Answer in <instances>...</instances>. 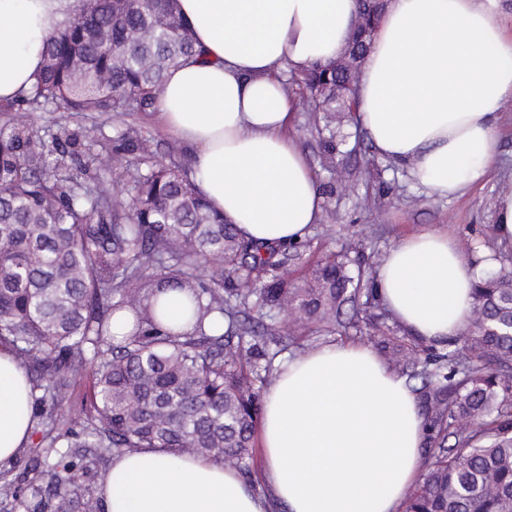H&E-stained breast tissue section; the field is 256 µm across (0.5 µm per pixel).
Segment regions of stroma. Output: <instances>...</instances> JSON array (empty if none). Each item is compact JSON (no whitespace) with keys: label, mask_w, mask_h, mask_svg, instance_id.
<instances>
[{"label":"stroma","mask_w":512,"mask_h":512,"mask_svg":"<svg viewBox=\"0 0 512 512\" xmlns=\"http://www.w3.org/2000/svg\"><path fill=\"white\" fill-rule=\"evenodd\" d=\"M79 124L100 127L111 137L123 127L114 116L87 112L76 117L53 105L42 118L49 135ZM500 150L498 167L489 181L448 199L428 195L406 170L379 156L368 134L351 138L346 164L357 184L349 194L322 205L319 221L309 234V249L301 262L288 264L290 284L301 286L307 269L330 252L349 251L363 266L377 268L403 235L422 228L448 230L475 263L492 259L512 269V245L500 243L493 232L497 199L512 191V103L501 115Z\"/></svg>","instance_id":"1"}]
</instances>
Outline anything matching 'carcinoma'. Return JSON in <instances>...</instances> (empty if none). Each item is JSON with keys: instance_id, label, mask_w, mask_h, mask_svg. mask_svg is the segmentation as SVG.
Here are the masks:
<instances>
[{"instance_id": "carcinoma-1", "label": "carcinoma", "mask_w": 512, "mask_h": 512, "mask_svg": "<svg viewBox=\"0 0 512 512\" xmlns=\"http://www.w3.org/2000/svg\"><path fill=\"white\" fill-rule=\"evenodd\" d=\"M384 9L358 13L339 60L292 73L285 91L323 113L319 164L331 198L346 191L343 165L355 121L353 77ZM204 54L177 0H85L82 13L44 42L30 90L0 104V344L28 373L42 434L30 465L0 474V500L23 512L94 509L103 465L137 448L197 453L247 477L264 389L291 344L280 314L334 332L361 326L400 356L425 418L434 461L411 487L405 512H512V271L474 288L484 323L464 349L441 353L402 327L390 333L374 281L345 257H328L301 287L278 275L300 242L246 240L212 210L191 170L156 160L128 126L112 139L63 129L48 139L40 112L124 115L155 111L168 71ZM107 157L125 161L123 192L105 186ZM186 292L190 317L163 323L160 296ZM357 306L354 320L339 319ZM133 331L112 342V316ZM90 376L79 415L61 425V391ZM454 438L447 447L448 437Z\"/></svg>"}]
</instances>
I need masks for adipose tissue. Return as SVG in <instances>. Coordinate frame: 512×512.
<instances>
[{"label": "adipose tissue", "mask_w": 512, "mask_h": 512, "mask_svg": "<svg viewBox=\"0 0 512 512\" xmlns=\"http://www.w3.org/2000/svg\"><path fill=\"white\" fill-rule=\"evenodd\" d=\"M82 0H0V101L27 92L45 38ZM205 51L172 68L157 117L191 154L193 179L246 239L298 242L316 224L315 173L291 134L281 74L340 56L358 0H178ZM503 0H390L362 63L356 119L377 151L430 194L463 195L495 164L512 102ZM480 268L440 230L402 237L382 258V304L413 336L444 342L469 326ZM27 376L0 345V465L32 432ZM425 421L404 377L355 341L285 362L264 393L267 488L224 464L140 448L116 456L97 512H398L423 474Z\"/></svg>", "instance_id": "1"}]
</instances>
